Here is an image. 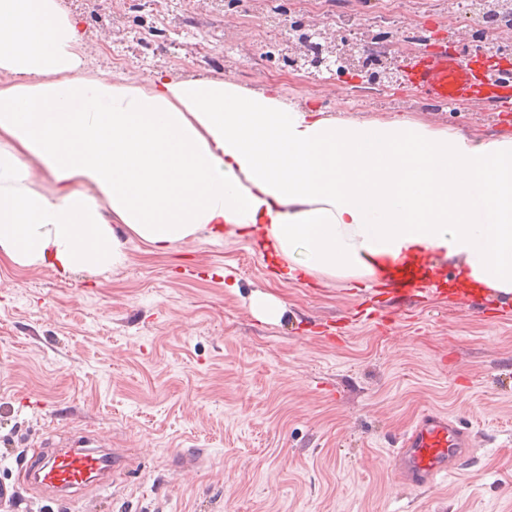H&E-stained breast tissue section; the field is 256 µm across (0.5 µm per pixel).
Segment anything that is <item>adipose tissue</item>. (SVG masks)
<instances>
[{"instance_id":"ef3b65f1","label":"adipose tissue","mask_w":512,"mask_h":512,"mask_svg":"<svg viewBox=\"0 0 512 512\" xmlns=\"http://www.w3.org/2000/svg\"><path fill=\"white\" fill-rule=\"evenodd\" d=\"M59 0H0V253L68 275L259 232L290 278L352 283L436 258L512 295V139L360 122L280 86L86 68ZM47 187H35L33 167ZM125 234H117L115 225Z\"/></svg>"}]
</instances>
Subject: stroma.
<instances>
[{
	"label": "stroma",
	"instance_id": "stroma-1",
	"mask_svg": "<svg viewBox=\"0 0 512 512\" xmlns=\"http://www.w3.org/2000/svg\"><path fill=\"white\" fill-rule=\"evenodd\" d=\"M318 12L355 37L359 14L381 44L388 96H358L357 70L291 64L282 15L300 0H62L88 33L91 68L130 65L251 85L277 83L342 118L418 119L482 139L512 138V100L424 105L406 81L421 51L461 46L476 14L448 0H407L404 23L374 0H332ZM254 236L224 230L160 255L130 239L128 262L62 276L0 255V486L10 512H512V297L474 308L452 289L375 315L373 289L284 280ZM263 293L285 307L268 321ZM436 409L474 438L463 471L412 490L391 447ZM105 439L132 449L108 493L49 498L12 458ZM199 458L185 468L183 458Z\"/></svg>",
	"mask_w": 512,
	"mask_h": 512
}]
</instances>
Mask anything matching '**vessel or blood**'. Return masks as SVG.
<instances>
[{"label": "vessel or blood", "mask_w": 512, "mask_h": 512, "mask_svg": "<svg viewBox=\"0 0 512 512\" xmlns=\"http://www.w3.org/2000/svg\"><path fill=\"white\" fill-rule=\"evenodd\" d=\"M466 49L440 50L420 57L410 68L407 80L423 97L440 104L481 100L492 107L512 99V75L498 76L486 87L471 66ZM429 262L396 272L385 279L390 294L409 299L412 293H438L440 282L430 276ZM472 437L447 414L429 410L417 417L391 450L393 466L410 486L424 487L461 470L471 456ZM130 453L125 448L103 452L89 445L53 453L36 460L16 458L18 467L29 473L33 484L49 492L95 487L107 492V474L125 469Z\"/></svg>", "instance_id": "1"}]
</instances>
